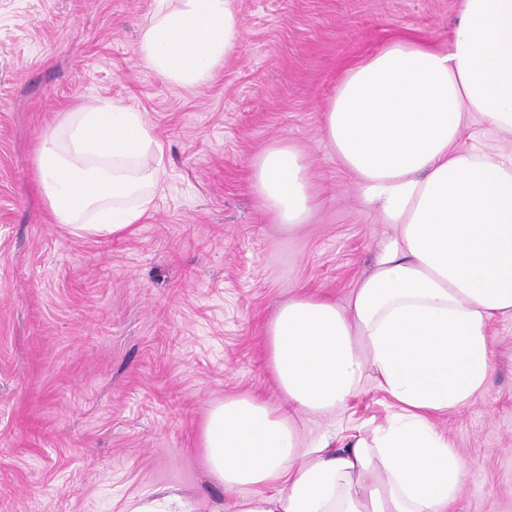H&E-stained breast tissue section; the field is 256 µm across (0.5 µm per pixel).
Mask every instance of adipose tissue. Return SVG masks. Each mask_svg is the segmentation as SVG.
<instances>
[{"instance_id":"obj_1","label":"adipose tissue","mask_w":512,"mask_h":512,"mask_svg":"<svg viewBox=\"0 0 512 512\" xmlns=\"http://www.w3.org/2000/svg\"><path fill=\"white\" fill-rule=\"evenodd\" d=\"M234 0H153L141 60L184 86L210 82L238 47ZM481 116L512 136V0H462L447 50L395 40L349 69L323 112L327 142L396 234L348 307L300 294L267 330L271 369L298 410L342 406L371 370L400 406L348 447L301 450L287 417L248 396L209 410L202 457L231 512H450L466 461L429 421L475 402L492 374L487 327L512 314V150L465 148ZM162 144L123 100L66 113L36 152L59 223L119 236L150 210ZM273 219L293 228L315 204L300 152L276 143L253 164ZM274 492H267V485ZM162 487L125 512H197Z\"/></svg>"}]
</instances>
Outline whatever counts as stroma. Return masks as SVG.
<instances>
[{
	"mask_svg": "<svg viewBox=\"0 0 512 512\" xmlns=\"http://www.w3.org/2000/svg\"><path fill=\"white\" fill-rule=\"evenodd\" d=\"M461 0H236L244 35L190 88L145 66L153 0H0V512H123L162 487L224 512L204 467L210 406H280L267 328L300 293L347 306L395 234L329 147L322 112L344 72L398 39L448 45ZM120 98L157 133L165 173L120 237L58 224L35 169L75 106ZM298 149L318 205L275 223L252 184L271 143ZM476 404L430 421L468 462L455 512H512V315L488 326ZM398 407L365 372L348 402L293 416L302 449Z\"/></svg>",
	"mask_w": 512,
	"mask_h": 512,
	"instance_id": "stroma-1",
	"label": "stroma"
}]
</instances>
